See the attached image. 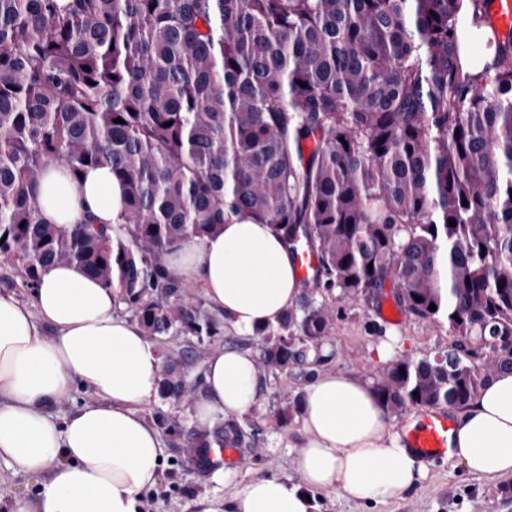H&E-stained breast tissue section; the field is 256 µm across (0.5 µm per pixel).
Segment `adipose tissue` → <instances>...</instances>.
Returning <instances> with one entry per match:
<instances>
[{"label": "adipose tissue", "instance_id": "1", "mask_svg": "<svg viewBox=\"0 0 512 512\" xmlns=\"http://www.w3.org/2000/svg\"><path fill=\"white\" fill-rule=\"evenodd\" d=\"M122 193L108 167L75 180L51 166L37 202L49 224L110 225ZM162 261L202 286L245 336L276 324L302 292L293 253L270 224L224 225ZM116 300L115 289L66 264L42 271L32 305L0 295V460L40 479L18 512H138L142 493L159 481L163 445L143 410L157 395L161 358L141 328L118 315ZM268 383L250 351L211 352L196 425L248 415ZM79 386L92 400L58 418L56 407ZM453 415L448 460L487 480L512 478V373L492 378ZM302 428L293 460L302 485L274 475L254 480L237 492L232 512H313L311 490L363 501L428 476L363 379L317 374L304 388Z\"/></svg>", "mask_w": 512, "mask_h": 512}]
</instances>
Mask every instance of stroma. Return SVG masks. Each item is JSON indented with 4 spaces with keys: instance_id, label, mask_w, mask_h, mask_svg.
<instances>
[{
    "instance_id": "stroma-1",
    "label": "stroma",
    "mask_w": 512,
    "mask_h": 512,
    "mask_svg": "<svg viewBox=\"0 0 512 512\" xmlns=\"http://www.w3.org/2000/svg\"><path fill=\"white\" fill-rule=\"evenodd\" d=\"M392 285H385L377 302L363 300L343 310L323 346L325 372L375 379L387 368V360L377 355L382 337L395 339L397 353L429 354L447 349L452 338L441 322L419 318L401 310L388 319L383 310L397 303ZM308 382L299 370L286 379H270L260 401L261 414L253 424L250 449L224 464L223 473L186 466L190 436H164V464L159 484L145 491L139 512H202L212 505L226 512L233 495L251 481L275 474L295 478L294 442L302 433V421L293 418L287 427L276 425V412L283 399L302 397ZM428 479L401 494L375 501H353L334 491L313 494L316 512H512V500H503L501 484L471 476L462 465L438 458L428 461ZM38 478L0 461V512H16L19 504L34 498Z\"/></svg>"
}]
</instances>
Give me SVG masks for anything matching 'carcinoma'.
<instances>
[{"mask_svg":"<svg viewBox=\"0 0 512 512\" xmlns=\"http://www.w3.org/2000/svg\"><path fill=\"white\" fill-rule=\"evenodd\" d=\"M486 27V0H0V258L31 290L53 264L117 288L178 402L197 393L166 343L224 327L162 256L273 224L318 274L257 330V366L319 365L342 307L390 281L455 342L396 356L377 398L389 416L461 407L512 371V40ZM50 164L109 166L114 224L44 223ZM250 431L195 428L193 456Z\"/></svg>","mask_w":512,"mask_h":512,"instance_id":"carcinoma-1","label":"carcinoma"}]
</instances>
